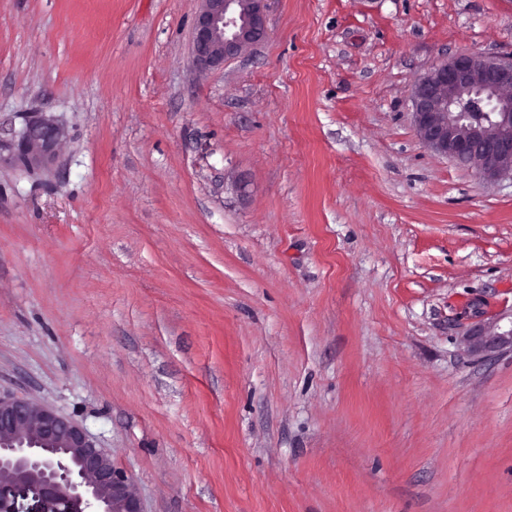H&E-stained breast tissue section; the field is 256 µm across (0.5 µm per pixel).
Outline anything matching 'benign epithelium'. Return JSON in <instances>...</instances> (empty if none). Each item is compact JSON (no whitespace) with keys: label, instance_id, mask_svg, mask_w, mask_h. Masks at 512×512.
<instances>
[{"label":"benign epithelium","instance_id":"obj_1","mask_svg":"<svg viewBox=\"0 0 512 512\" xmlns=\"http://www.w3.org/2000/svg\"><path fill=\"white\" fill-rule=\"evenodd\" d=\"M192 33L193 64L201 71L253 48L266 36L265 0H198ZM414 123L421 142L467 167L478 178L512 176V56L461 53L416 84ZM64 140L63 129L41 112L0 151L25 169L48 165ZM467 353L512 348V335L487 328L464 339ZM142 512L130 478L95 446L85 430L53 409L0 396V512Z\"/></svg>","mask_w":512,"mask_h":512}]
</instances>
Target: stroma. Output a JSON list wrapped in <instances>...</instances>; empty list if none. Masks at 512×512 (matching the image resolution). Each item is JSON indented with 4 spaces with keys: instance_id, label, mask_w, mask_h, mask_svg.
Segmentation results:
<instances>
[{
    "instance_id": "stroma-1",
    "label": "stroma",
    "mask_w": 512,
    "mask_h": 512,
    "mask_svg": "<svg viewBox=\"0 0 512 512\" xmlns=\"http://www.w3.org/2000/svg\"><path fill=\"white\" fill-rule=\"evenodd\" d=\"M198 0H0V395L79 423L143 512H512V178L412 92L512 55V0H268L199 72ZM63 140L64 131L53 119L42 112H31L21 132L8 140L0 138V159L2 150H6L15 165L42 168L54 159ZM463 343L468 354L492 352L507 346L512 348V335L500 336L491 328H487L477 334L468 336Z\"/></svg>"
}]
</instances>
